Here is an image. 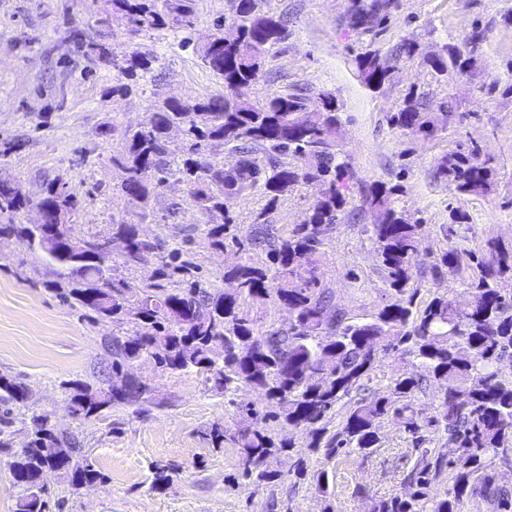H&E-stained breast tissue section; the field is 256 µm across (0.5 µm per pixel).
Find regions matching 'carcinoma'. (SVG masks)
<instances>
[{
    "label": "carcinoma",
    "instance_id": "obj_1",
    "mask_svg": "<svg viewBox=\"0 0 512 512\" xmlns=\"http://www.w3.org/2000/svg\"><path fill=\"white\" fill-rule=\"evenodd\" d=\"M193 2L108 0V5L112 19L134 34L144 27L191 28ZM388 2L371 0L364 8L365 21L353 18L351 25L364 31L375 28ZM238 27L236 42L225 44L217 37L197 49L203 66L224 81V95L188 102L154 91L144 121L104 130L119 134L122 142L112 156V165L121 172L112 193L126 198L139 219L149 215L158 189L174 177L186 184L192 201L207 216L210 247L223 251L229 241L241 254L252 247L266 252L264 264L242 258L224 268V279L236 282L237 292L203 284L194 264L177 249L159 256L153 281H129L116 274V267L147 262L160 249L140 238L137 222L112 220V239L126 243L120 261L99 248V235L81 239L82 249L75 251L63 241L59 224L20 222L29 200L12 182L0 183V237H13L40 254L54 270L52 288L82 317L133 323L131 332L104 338L111 370L120 371L148 354L162 371H193L226 396L251 388L265 397L271 412L260 417L247 404L253 421L230 430L218 420L202 432L213 448L226 443L237 448L239 468L233 481L259 487L276 480L270 459L294 448L275 433L278 420L308 430L309 452L329 462L371 453L378 447L381 423L393 419L404 424L413 445L414 460L404 477L408 492L373 502L370 512H461L467 501L486 512H512V487L498 482V465H512V378L501 370L504 360H512V247L494 238L478 253L448 244L434 257L433 270L438 275L467 262L466 287L473 305L463 309L457 299L438 294L419 308L414 283L423 225L400 205L397 187L374 184L361 207L376 216L370 240L388 290L398 300L363 321L347 320L323 288L320 270L327 236L342 220L354 180L341 146L324 136L326 127H341L340 105L331 92L315 101L300 91L252 100L245 90L264 75L266 56L283 41L286 28L280 17L257 10L255 0H241ZM123 62L125 81L113 85L112 94L143 93L154 83V58L133 50L123 54ZM355 64L368 88L385 84L390 66L380 53H360ZM468 64L457 52L429 60L438 74ZM387 122L424 135L441 130L438 120L411 102L391 113ZM174 129L183 136L177 157L168 147ZM226 151L238 157L236 167L216 160ZM494 172L474 148L467 155L444 156L436 177L454 184L461 195L484 196L492 189ZM315 182L321 191L300 223L284 233L268 223V211L281 198ZM251 189L261 191L265 206L244 236L229 207ZM41 204L70 220L79 212L81 199L58 176L45 184ZM172 281L179 287H168ZM270 305L294 308L296 323L286 328L258 325L253 310ZM217 337L224 339V346L212 345ZM392 353L409 358L444 389L438 415L428 423L445 436L442 447H425V426L412 411L423 378L414 372L395 370L388 396L352 397L354 390L367 389ZM151 392L136 379L121 393L74 382L65 410L83 421L115 405L146 402ZM28 399L22 382L0 375V453L23 490L17 512H49L38 485L46 465H53L74 487L103 476L84 458L81 441L57 430L49 415L27 408L21 417L14 416ZM340 406L344 413L331 434L328 423ZM18 419L29 422L32 432L27 446L16 453L11 451L12 427ZM450 447L456 449L451 456ZM440 485L445 490L438 494L434 489Z\"/></svg>",
    "mask_w": 512,
    "mask_h": 512
}]
</instances>
